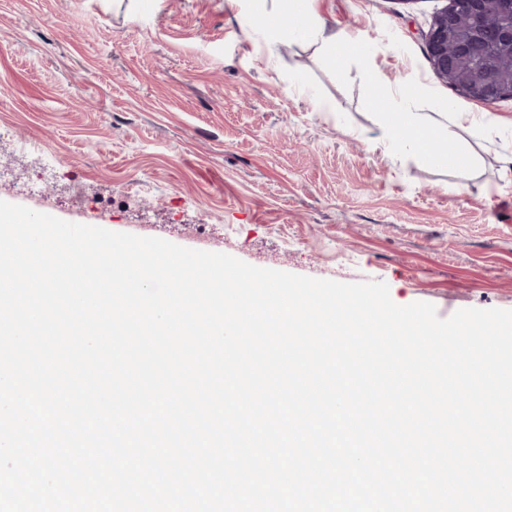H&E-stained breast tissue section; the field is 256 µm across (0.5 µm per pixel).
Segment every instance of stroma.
Here are the masks:
<instances>
[{
  "instance_id": "stroma-1",
  "label": "stroma",
  "mask_w": 512,
  "mask_h": 512,
  "mask_svg": "<svg viewBox=\"0 0 512 512\" xmlns=\"http://www.w3.org/2000/svg\"><path fill=\"white\" fill-rule=\"evenodd\" d=\"M449 0H320L366 42L343 66L259 0H0V200L85 225L345 283L399 305L512 310V98L483 107L434 73L424 35ZM438 125L433 164L382 139L368 74ZM472 162L460 167L456 153Z\"/></svg>"
}]
</instances>
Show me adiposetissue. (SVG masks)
Instances as JSON below:
<instances>
[{
    "label": "adipose tissue",
    "mask_w": 512,
    "mask_h": 512,
    "mask_svg": "<svg viewBox=\"0 0 512 512\" xmlns=\"http://www.w3.org/2000/svg\"><path fill=\"white\" fill-rule=\"evenodd\" d=\"M317 0H289L290 11L267 13L263 39L266 46H274L288 38L289 31L303 30L309 33L318 50L330 65L342 63L351 41L340 35L327 32L319 21ZM387 121L384 139L394 147L410 149L420 156H430L435 143L441 136L438 126L428 123L420 113L411 112L394 105H387Z\"/></svg>",
    "instance_id": "ef3b65f1"
}]
</instances>
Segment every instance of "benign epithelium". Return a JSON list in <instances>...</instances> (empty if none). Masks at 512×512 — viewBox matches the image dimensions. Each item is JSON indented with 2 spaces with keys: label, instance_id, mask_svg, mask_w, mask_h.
I'll list each match as a JSON object with an SVG mask.
<instances>
[{
  "label": "benign epithelium",
  "instance_id": "obj_1",
  "mask_svg": "<svg viewBox=\"0 0 512 512\" xmlns=\"http://www.w3.org/2000/svg\"><path fill=\"white\" fill-rule=\"evenodd\" d=\"M502 19L489 27L481 19L492 10ZM508 3L499 0H450V6L439 13L425 34V50L435 74L456 88L466 98L484 105H494L500 99L512 97V77L505 80L489 73L483 76L465 75L463 65L484 57L494 49L512 56V20ZM462 14L478 21L465 30L456 25Z\"/></svg>",
  "mask_w": 512,
  "mask_h": 512
}]
</instances>
